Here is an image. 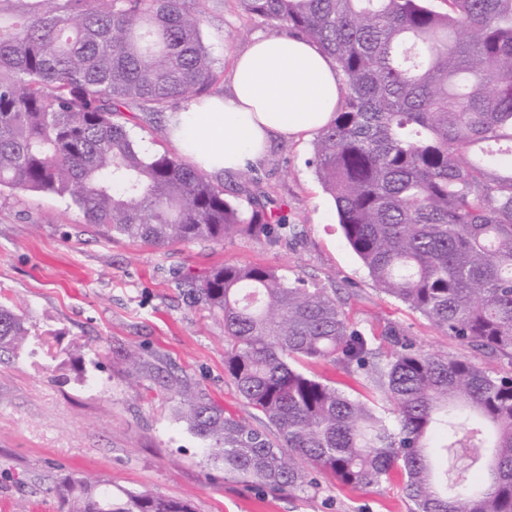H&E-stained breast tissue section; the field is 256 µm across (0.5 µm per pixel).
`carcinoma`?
Segmentation results:
<instances>
[{
	"mask_svg": "<svg viewBox=\"0 0 512 512\" xmlns=\"http://www.w3.org/2000/svg\"><path fill=\"white\" fill-rule=\"evenodd\" d=\"M209 0H0V189L67 199L114 239L157 247L291 232L286 217L132 127L220 79L203 40ZM273 36L336 62L344 95L316 132V174L378 290L484 358L427 353L394 326L367 334L325 288L272 266L188 280L224 325L225 373L276 429L183 388L181 417L246 482L315 487L398 467L409 512H512V0H238ZM28 336L0 303V357ZM327 360L370 395L294 365ZM395 406L389 420L375 399ZM60 512H192L162 495L70 479Z\"/></svg>",
	"mask_w": 512,
	"mask_h": 512,
	"instance_id": "1",
	"label": "carcinoma"
}]
</instances>
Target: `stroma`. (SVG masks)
<instances>
[{
    "mask_svg": "<svg viewBox=\"0 0 512 512\" xmlns=\"http://www.w3.org/2000/svg\"><path fill=\"white\" fill-rule=\"evenodd\" d=\"M238 0H210L203 38L229 87L237 54L268 36ZM313 137L276 140L253 178L217 177L228 198L264 196L293 232L277 243L248 234L165 249L112 240L49 195L0 194V301L26 316L29 336L0 361V512H59L67 477L113 493H158L193 512H408L400 473L354 490L318 475L291 493L243 482L213 463L178 415L189 387L254 427L264 420L224 371V327L188 294L186 273L259 263L328 289L365 330L397 326L424 350L478 361L420 313L381 294L337 223L311 164Z\"/></svg>",
    "mask_w": 512,
    "mask_h": 512,
    "instance_id": "1",
    "label": "stroma"
}]
</instances>
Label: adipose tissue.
Segmentation results:
<instances>
[{"mask_svg":"<svg viewBox=\"0 0 512 512\" xmlns=\"http://www.w3.org/2000/svg\"><path fill=\"white\" fill-rule=\"evenodd\" d=\"M340 95L328 55L296 36L261 37L237 56L229 91L190 101L171 138L207 172H235L262 156L272 137L326 126Z\"/></svg>","mask_w":512,"mask_h":512,"instance_id":"obj_1","label":"adipose tissue"}]
</instances>
